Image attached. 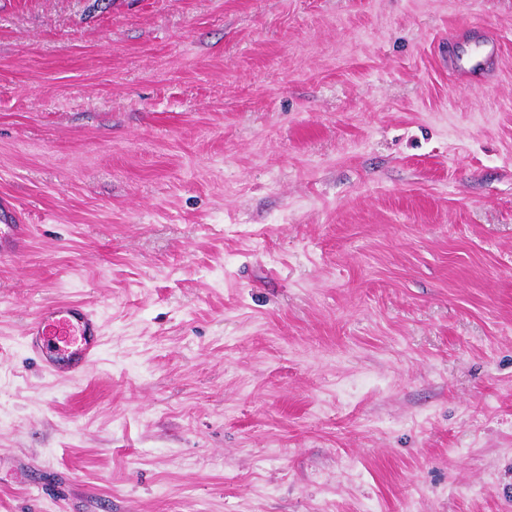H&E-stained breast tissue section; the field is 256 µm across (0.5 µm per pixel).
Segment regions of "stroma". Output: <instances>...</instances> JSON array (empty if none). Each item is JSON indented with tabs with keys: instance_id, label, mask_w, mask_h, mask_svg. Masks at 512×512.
I'll return each instance as SVG.
<instances>
[{
	"instance_id": "1",
	"label": "stroma",
	"mask_w": 512,
	"mask_h": 512,
	"mask_svg": "<svg viewBox=\"0 0 512 512\" xmlns=\"http://www.w3.org/2000/svg\"><path fill=\"white\" fill-rule=\"evenodd\" d=\"M2 194L0 512H512V0H0ZM495 52L494 45L484 42H473L464 45L457 56L460 70L468 73L482 71ZM100 323L87 306L56 302L42 307L28 324L26 343L55 377L81 379L98 356L102 342Z\"/></svg>"
}]
</instances>
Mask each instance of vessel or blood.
I'll return each mask as SVG.
<instances>
[{"mask_svg": "<svg viewBox=\"0 0 512 512\" xmlns=\"http://www.w3.org/2000/svg\"><path fill=\"white\" fill-rule=\"evenodd\" d=\"M494 52V45L488 43L466 44L458 53L457 65L468 73L482 71ZM25 339L40 355L48 374L69 380L84 376L102 346L96 314L87 306L72 302L42 307L28 324Z\"/></svg>", "mask_w": 512, "mask_h": 512, "instance_id": "b4317fda", "label": "vessel or blood"}]
</instances>
